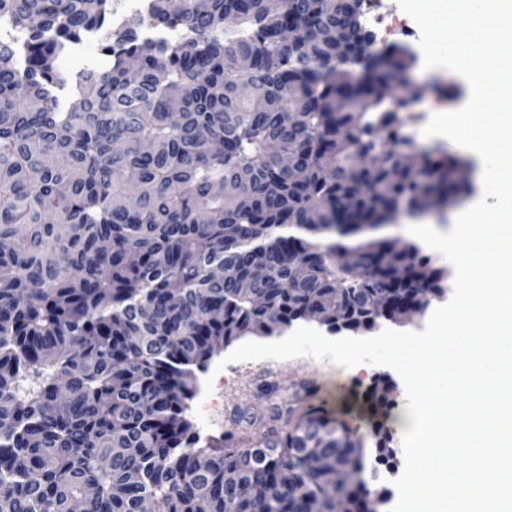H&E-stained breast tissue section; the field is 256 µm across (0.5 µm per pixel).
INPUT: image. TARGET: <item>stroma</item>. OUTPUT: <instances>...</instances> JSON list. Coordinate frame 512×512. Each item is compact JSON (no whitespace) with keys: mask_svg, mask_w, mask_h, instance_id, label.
Masks as SVG:
<instances>
[{"mask_svg":"<svg viewBox=\"0 0 512 512\" xmlns=\"http://www.w3.org/2000/svg\"><path fill=\"white\" fill-rule=\"evenodd\" d=\"M417 86L418 95L412 108L417 113H429L431 108L447 104L454 108L463 107L469 99L468 83L458 74L435 68L421 71L413 67L407 83L398 84V93H405L407 85ZM380 366L370 370L353 372L329 361H317L308 357L289 360H260L256 362L231 363L223 370L207 402L208 414H201L200 400H192L190 418L201 436H217L223 433L229 412L239 403H247L255 413L261 414L274 403L291 406L304 400L306 390L318 387L321 398L332 407H339L348 401L356 390H364L373 378L383 374ZM277 381L279 388L272 395H264L258 385L262 381Z\"/></svg>","mask_w":512,"mask_h":512,"instance_id":"obj_1","label":"stroma"}]
</instances>
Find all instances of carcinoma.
<instances>
[{"label": "carcinoma", "mask_w": 512, "mask_h": 512, "mask_svg": "<svg viewBox=\"0 0 512 512\" xmlns=\"http://www.w3.org/2000/svg\"><path fill=\"white\" fill-rule=\"evenodd\" d=\"M372 0H0V512H377L396 385L202 441L198 374L315 311L330 332L428 307L445 267L361 237L443 212L467 165L400 133L415 58L375 47ZM106 65L60 59L87 37ZM365 420L370 434L357 422ZM314 448L316 467L302 456ZM115 10L112 5V24H120L123 18L130 27H137L143 18L142 14L134 12L145 11V0H115ZM128 12V13H127Z\"/></svg>", "instance_id": "obj_1"}]
</instances>
